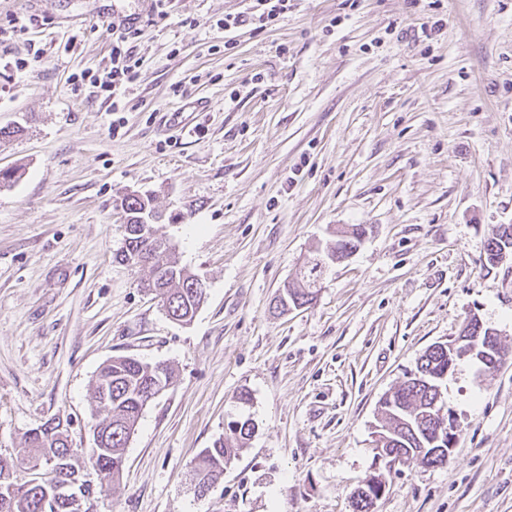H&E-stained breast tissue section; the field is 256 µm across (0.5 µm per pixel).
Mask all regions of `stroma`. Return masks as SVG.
Masks as SVG:
<instances>
[{
  "instance_id": "35a3bbf8",
  "label": "stroma",
  "mask_w": 512,
  "mask_h": 512,
  "mask_svg": "<svg viewBox=\"0 0 512 512\" xmlns=\"http://www.w3.org/2000/svg\"><path fill=\"white\" fill-rule=\"evenodd\" d=\"M253 5L0 0V455L26 458L51 418L92 447V381L124 355L174 379L120 479L84 469L89 512H353L378 472L373 512H512V358L449 379L446 464L387 473L373 442L381 398L467 317L512 349V259L484 266L491 228L512 224V0H288L264 28H217ZM109 14L141 29L117 135L109 102L71 80L109 65ZM429 18L443 28L426 40ZM134 192L206 286L191 323L115 259ZM352 224L368 234L316 301L275 313L313 246ZM241 414L254 437L195 495L193 458ZM385 480L382 475H374L353 493L352 506L354 512H372L374 503L385 491ZM363 489V491H360Z\"/></svg>"
}]
</instances>
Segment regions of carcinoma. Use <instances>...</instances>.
<instances>
[{
	"label": "carcinoma",
	"mask_w": 512,
	"mask_h": 512,
	"mask_svg": "<svg viewBox=\"0 0 512 512\" xmlns=\"http://www.w3.org/2000/svg\"><path fill=\"white\" fill-rule=\"evenodd\" d=\"M122 208L127 223L142 230L152 226L147 218L155 216L151 198L132 195L124 198ZM368 233L364 224H353L338 231V239L324 245L317 244L312 256L300 268L293 282L275 297V309L286 311L300 300L311 303L320 291L327 267L320 264L321 252L328 248L338 252H351L359 247ZM130 243L124 244L115 259L124 263L132 253L140 255L135 262L143 273L142 287L154 292L162 307L181 312V316L195 315L205 296V289L198 287V278L180 262L175 250L162 237L126 235ZM512 252V224L494 227L486 243L485 266L495 268ZM467 349L461 348L450 354L430 345L417 359L415 368L393 391L379 401V424L384 428L383 453L376 459L385 466L399 457H410L425 467H438L445 462V451L452 440H436L439 423L435 406V383L448 370H456L460 362L471 360ZM173 370L162 362L150 364L131 356H116L102 364L92 384L94 401H99L100 390L107 386L111 402L104 410L105 416L96 424L101 446L87 450L85 461L94 469L116 480L120 477L125 449L134 434L144 408L154 395L158 382L172 384ZM256 425L251 418L231 420L224 436L212 446L202 449L195 457L193 481L199 488L210 486L224 472L236 451L245 447L254 436ZM28 448L27 465H48L55 459V476L52 486L29 484L20 474L23 465L0 456V512H70L66 499L55 493V488L81 478L78 460H66L71 449L68 426L57 422L41 424L25 435ZM385 491V480L378 474L371 477L361 489L353 493V512H372L374 503Z\"/></svg>",
	"instance_id": "1"
}]
</instances>
